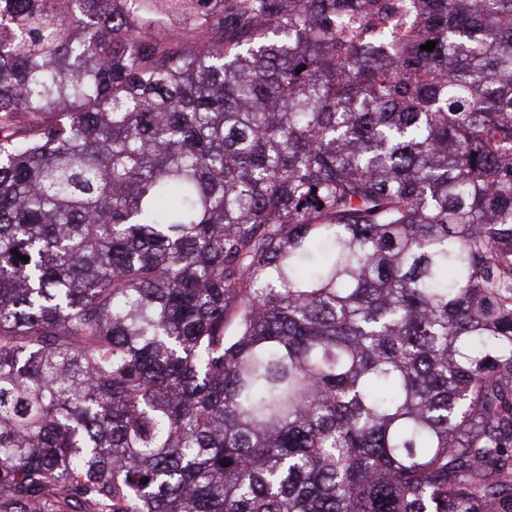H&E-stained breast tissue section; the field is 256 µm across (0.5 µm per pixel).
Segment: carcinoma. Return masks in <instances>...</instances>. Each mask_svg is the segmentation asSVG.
Listing matches in <instances>:
<instances>
[{
	"label": "carcinoma",
	"mask_w": 512,
	"mask_h": 512,
	"mask_svg": "<svg viewBox=\"0 0 512 512\" xmlns=\"http://www.w3.org/2000/svg\"><path fill=\"white\" fill-rule=\"evenodd\" d=\"M0 512H512V0H0Z\"/></svg>",
	"instance_id": "1"
}]
</instances>
